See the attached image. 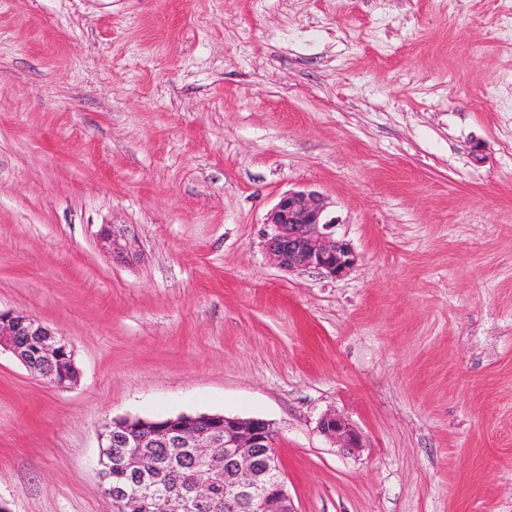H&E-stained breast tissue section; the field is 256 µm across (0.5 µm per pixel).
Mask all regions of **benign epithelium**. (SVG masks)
Masks as SVG:
<instances>
[{
    "label": "benign epithelium",
    "mask_w": 512,
    "mask_h": 512,
    "mask_svg": "<svg viewBox=\"0 0 512 512\" xmlns=\"http://www.w3.org/2000/svg\"><path fill=\"white\" fill-rule=\"evenodd\" d=\"M327 203L312 189L290 190L283 194L267 216L271 233L266 251L279 269L288 273L315 269L336 278L356 264L351 245L330 232L334 221L327 218ZM102 248L127 262L137 258L135 234L125 224H104L97 233ZM0 348L11 352L28 370L52 378L55 386L74 384L78 370L69 345L36 318L13 309L0 308ZM166 444L179 453L203 461L190 492L173 500L162 494L154 474L145 471L141 457L129 448H150L160 424ZM318 429L341 448L361 447L359 436L341 417L327 413ZM137 439L129 442L127 436ZM98 475L105 495L112 491V458L121 460L126 472L136 477L135 493L154 503L159 512H206L210 508L218 464L211 449H224V468L238 480L224 491V512H296L285 482L271 423L261 418L243 419L223 414H181L163 422L144 418L112 420L99 435Z\"/></svg>",
    "instance_id": "benign-epithelium-1"
}]
</instances>
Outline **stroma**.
<instances>
[{"mask_svg": "<svg viewBox=\"0 0 512 512\" xmlns=\"http://www.w3.org/2000/svg\"><path fill=\"white\" fill-rule=\"evenodd\" d=\"M501 0H0V501L113 512L121 417L270 421L297 512H512V30ZM320 191L345 276L266 218ZM105 224L133 227L113 262ZM327 412L355 452L317 428ZM327 209L322 194L312 189L291 190L280 197L266 221L271 233L265 248L274 265L288 273L315 269L333 278L355 266L351 245L329 232L335 223L327 219ZM97 238L101 247L110 251L112 255L127 262L134 261L137 258L135 234L127 225H102L97 233ZM0 348L11 352L31 372L51 377L58 388H66L77 380L78 370L68 343L28 314L0 307ZM67 351V368L58 376L57 363ZM318 429L325 436L338 443L340 448H348L349 450L362 448L359 436L343 418L336 414H324L318 422Z\"/></svg>", "mask_w": 512, "mask_h": 512, "instance_id": "1", "label": "stroma"}]
</instances>
